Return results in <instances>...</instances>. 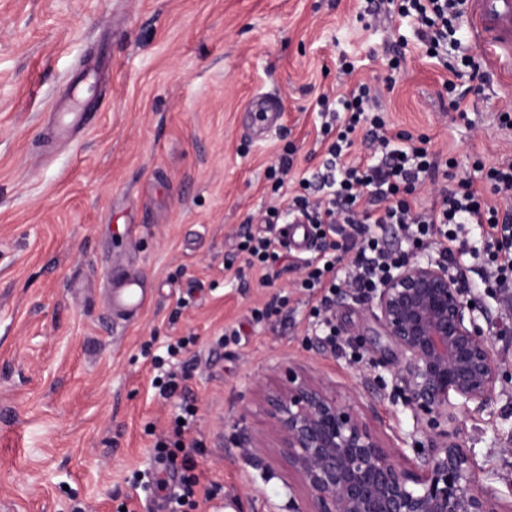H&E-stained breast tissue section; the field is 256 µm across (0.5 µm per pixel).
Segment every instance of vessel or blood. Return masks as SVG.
<instances>
[{"instance_id": "b4317fda", "label": "vessel or blood", "mask_w": 512, "mask_h": 512, "mask_svg": "<svg viewBox=\"0 0 512 512\" xmlns=\"http://www.w3.org/2000/svg\"><path fill=\"white\" fill-rule=\"evenodd\" d=\"M467 5L474 43L496 68L512 71V0H467ZM247 111L251 129L258 136L275 126L280 117L276 101L262 95L251 99ZM279 233L297 252L308 251L311 233L305 221L280 225ZM105 291L107 313L124 323L137 318L152 303L149 288L137 275L109 279Z\"/></svg>"}]
</instances>
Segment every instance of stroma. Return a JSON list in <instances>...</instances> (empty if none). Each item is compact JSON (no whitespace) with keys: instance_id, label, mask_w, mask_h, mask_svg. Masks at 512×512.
<instances>
[{"instance_id":"stroma-1","label":"stroma","mask_w":512,"mask_h":512,"mask_svg":"<svg viewBox=\"0 0 512 512\" xmlns=\"http://www.w3.org/2000/svg\"><path fill=\"white\" fill-rule=\"evenodd\" d=\"M363 0H0V512H152L135 473L155 472V442L183 406L197 463L196 512H294L301 489L269 452L274 438L258 393L291 363L328 383L364 414L386 444L413 429L355 341L376 324L351 295L330 312L329 346L299 291V254L282 247L277 277L248 266L239 233L267 234L261 219L285 209L298 182L275 190L270 168L295 148L294 173L314 172L320 94L345 92L340 56L355 78L392 80V132L428 139L453 173L484 187L476 162L512 154V77L494 72L468 95L466 117L439 93L447 73L409 49L385 61L399 33L364 18ZM93 127L57 137L55 113L73 92ZM283 117L264 136L241 122L256 94ZM139 224L129 237L126 227ZM142 276L154 304L130 325L112 323L100 289L110 257ZM476 298L505 361L492 409L449 433L488 469L489 491L512 501V315ZM269 308L256 323L254 309ZM187 339L168 357L167 347ZM181 374L160 397L155 360Z\"/></svg>"}]
</instances>
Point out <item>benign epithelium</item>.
Here are the masks:
<instances>
[{"label":"benign epithelium","instance_id":"benign-epithelium-1","mask_svg":"<svg viewBox=\"0 0 512 512\" xmlns=\"http://www.w3.org/2000/svg\"><path fill=\"white\" fill-rule=\"evenodd\" d=\"M362 306L398 351L388 371L414 419L417 460L386 446L359 411L290 365L263 399L273 453L305 492L295 512H512L484 489L472 450L448 437L458 412L496 401L501 375L471 289L414 247Z\"/></svg>","mask_w":512,"mask_h":512}]
</instances>
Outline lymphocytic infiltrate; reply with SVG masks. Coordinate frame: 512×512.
Returning <instances> with one entry per match:
<instances>
[{"label":"lymphocytic infiltrate","instance_id":"lymphocytic-infiltrate-1","mask_svg":"<svg viewBox=\"0 0 512 512\" xmlns=\"http://www.w3.org/2000/svg\"><path fill=\"white\" fill-rule=\"evenodd\" d=\"M466 7L467 0H366L365 8L368 15L382 14L410 28V37L400 38V46L415 42L450 72L443 89L455 111L469 94L455 80L461 69H468L471 79L482 85L491 78L458 36ZM354 70L353 62L342 61L340 72L351 79L345 93L318 99L325 118L321 131L332 141L321 170L300 180L302 187H314L316 194L294 196L288 204L289 218L311 224L319 243V257L303 266L300 288L318 294L320 312L330 309L332 293L341 289L366 298L403 253L399 243L380 242L371 231L376 224L393 225L414 242H428L456 278L466 279L468 269L459 259L471 251L470 227L475 224L487 240L483 287L512 297V157L486 170V190L477 189L467 178L448 183L453 160H439L410 134L389 133L381 113L380 88L353 80ZM358 132L368 157L346 162ZM426 184L435 190L436 201L421 209L414 193ZM344 254L349 264L340 271L336 265Z\"/></svg>","mask_w":512,"mask_h":512}]
</instances>
